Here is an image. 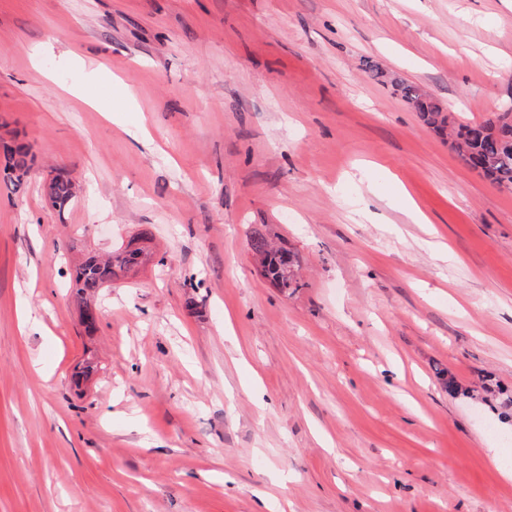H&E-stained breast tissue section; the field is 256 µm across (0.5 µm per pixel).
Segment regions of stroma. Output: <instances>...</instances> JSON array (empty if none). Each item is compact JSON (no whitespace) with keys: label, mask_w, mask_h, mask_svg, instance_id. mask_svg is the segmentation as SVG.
<instances>
[{"label":"stroma","mask_w":512,"mask_h":512,"mask_svg":"<svg viewBox=\"0 0 512 512\" xmlns=\"http://www.w3.org/2000/svg\"><path fill=\"white\" fill-rule=\"evenodd\" d=\"M368 60L495 118L512 0H0V143L34 156L0 179V512H512L479 396L512 395V191ZM145 231L86 334L72 268ZM3 173L15 189L19 188L30 171L33 159L29 147L24 143L14 142L4 146ZM52 206L59 209L67 206L74 197V184L71 179L66 176L58 175L52 185L51 193ZM249 244L257 257L256 261L263 267L264 277L279 282L283 287L282 290L300 288L301 285L296 278L293 254L285 247L272 245L265 229L256 228L250 237ZM286 254H288V263Z\"/></svg>","instance_id":"stroma-1"}]
</instances>
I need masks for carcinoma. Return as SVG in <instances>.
<instances>
[{"mask_svg":"<svg viewBox=\"0 0 512 512\" xmlns=\"http://www.w3.org/2000/svg\"><path fill=\"white\" fill-rule=\"evenodd\" d=\"M390 84L400 97L418 112L426 126L448 133L454 148L465 164L475 162L474 169L491 184L512 190V113L502 112L485 122L453 123L440 105L423 89L403 79L392 78ZM3 173L14 188H19L30 171L33 159L24 143L5 146ZM74 197V184L66 176H57L52 185V206L63 208ZM250 247L263 267V276L278 282L283 289L300 287L296 278L295 259L285 247L271 244L268 233L257 228L250 237ZM141 249H124L102 262L89 258L75 271L73 288L76 297L92 296L103 287V277L112 271H124L142 264Z\"/></svg>","mask_w":512,"mask_h":512,"instance_id":"cac0c4a2","label":"carcinoma"}]
</instances>
